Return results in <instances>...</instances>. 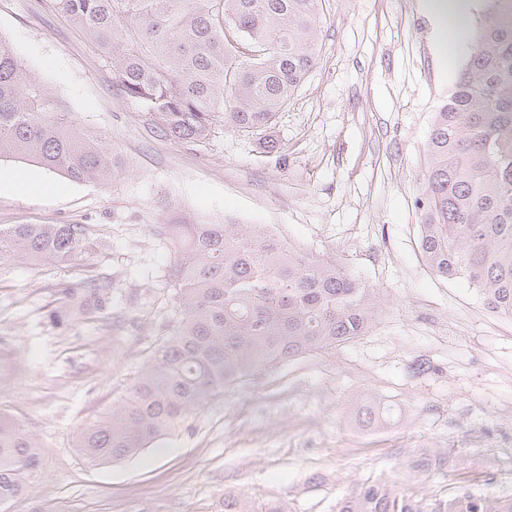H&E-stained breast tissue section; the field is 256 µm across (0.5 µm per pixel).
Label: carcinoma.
<instances>
[{
	"mask_svg": "<svg viewBox=\"0 0 512 512\" xmlns=\"http://www.w3.org/2000/svg\"><path fill=\"white\" fill-rule=\"evenodd\" d=\"M112 64L124 95L186 143L224 130L265 134L316 65L321 0H54ZM418 205L422 258L440 278H464L492 311L512 316V0H486L466 67L435 113ZM33 161L71 181L107 180L118 167L105 138L71 113L10 50L0 48V158ZM172 252L173 332L126 393L76 433L93 464L139 454L256 371L327 354L369 332L379 290L332 258L313 259L249 224H159ZM87 244L81 224L0 228V257L68 262ZM112 281L69 294L60 314L102 308ZM40 443L0 415V504L23 494ZM424 452L414 477L446 472ZM224 512H288L279 499L224 495ZM336 512H512V496L425 495L381 477Z\"/></svg>",
	"mask_w": 512,
	"mask_h": 512,
	"instance_id": "obj_1",
	"label": "carcinoma"
}]
</instances>
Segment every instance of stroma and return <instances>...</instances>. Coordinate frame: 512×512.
I'll list each match as a JSON object with an SVG mask.
<instances>
[{"mask_svg":"<svg viewBox=\"0 0 512 512\" xmlns=\"http://www.w3.org/2000/svg\"><path fill=\"white\" fill-rule=\"evenodd\" d=\"M320 26L317 63L278 113L271 152L220 122L198 143L168 137L51 0H0V46L122 163L101 183L0 159V171L34 178L32 192L0 190L1 228L82 224L89 235L68 265L0 258V413L42 446L27 492L0 512H223L228 492L336 512L380 476L429 495L512 483V416L498 410L512 401V316L468 281L437 278L418 248L424 145L460 73L436 49L424 0H323ZM224 222L258 225L380 288L373 329L243 378L138 455L90 466L76 431L174 326L155 225ZM105 278L102 310L55 319L66 290ZM371 401L390 407L387 422L360 421ZM438 448L455 467L408 480V462Z\"/></svg>","mask_w":512,"mask_h":512,"instance_id":"35a3bbf8","label":"stroma"}]
</instances>
